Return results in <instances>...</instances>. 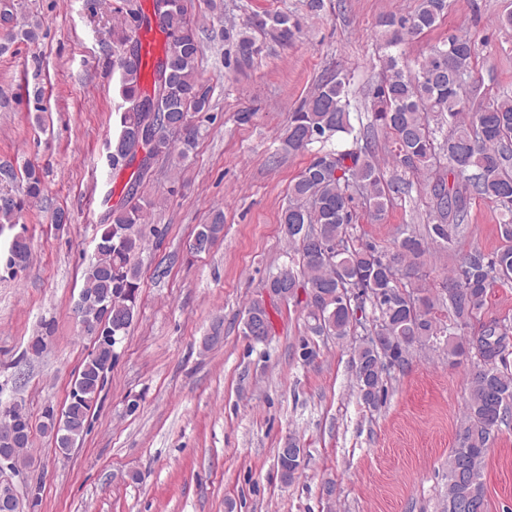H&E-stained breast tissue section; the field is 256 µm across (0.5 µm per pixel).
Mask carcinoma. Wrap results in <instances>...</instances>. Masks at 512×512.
<instances>
[{
    "mask_svg": "<svg viewBox=\"0 0 512 512\" xmlns=\"http://www.w3.org/2000/svg\"><path fill=\"white\" fill-rule=\"evenodd\" d=\"M448 9L447 0H421L408 15L391 14L383 21L384 48L396 47L405 37L433 29ZM125 13L139 18V25H125L113 35V69L120 102L117 135L112 140V170L130 165L140 123L148 118L141 101L148 97L141 86L144 72L142 41L137 30L146 21L136 0H126ZM248 24L268 32L286 44L296 23L285 14L253 15ZM157 28L166 35L163 57L154 59L152 81L163 76V91L153 103L154 121L183 129L179 136L158 138L149 149L152 159L178 152L185 159L195 148L200 125L195 114L206 109L209 89L197 76L201 48L194 22L183 0H161ZM475 42L463 34H451L425 60L412 67L399 57H381L382 79L372 92L368 127L354 124L346 91L347 80H323L306 103L288 113V132L282 150L292 153L342 139L335 149L318 151L290 186L291 201L282 210L280 223L287 225L288 242L298 245V264L277 268L266 287L286 293L285 304L302 306L310 337L299 345V358L308 363L318 356L315 336L344 340L362 329L364 338L351 346V369L359 400L375 410L387 395L391 369L408 364L417 346L439 343L451 358L475 350L471 336L461 331L483 309L488 289L512 283V95L503 94L492 103L461 119L475 95L470 85ZM448 120V137L439 142L430 128V117ZM382 130L391 139L392 165L419 173L433 168L445 157L452 184L439 179L431 185L437 223L426 234L404 225L392 252L357 234L358 207L381 215L391 204V193L401 188L385 179L376 156L378 146L371 129ZM26 195L36 199L42 192L37 172L25 173ZM146 176L138 173L122 190V201L101 225L95 260L83 275L77 306L90 322L112 320L110 336L103 338L96 353L85 359L61 410V446L72 448L90 428L89 416L102 391L107 372L115 360L114 337L123 336L138 313L141 271L138 262L145 246V218L152 202L140 195ZM486 200L500 211L501 237L509 242L492 254L473 250L466 254L446 279L442 293L432 296L421 284V258L429 245L458 242L465 229L467 202L471 196ZM23 201L7 193L0 198V224H11ZM224 230V212L217 209L199 230L191 255L208 252ZM26 238L14 237L8 265L24 266L29 260ZM305 298L299 300L298 291ZM277 304H267L260 295L249 301L245 316L274 330L272 314ZM371 313H366V310ZM479 362L468 373L461 430L457 446L448 456L445 512H487L483 472L491 445L512 423V368L509 328L496 320L482 324ZM14 424L6 421L0 431V448L10 449L13 467L25 458L31 438L11 446L8 435ZM291 449L277 451L282 483H292L301 471L305 449L291 437Z\"/></svg>",
    "mask_w": 512,
    "mask_h": 512,
    "instance_id": "1",
    "label": "carcinoma"
}]
</instances>
